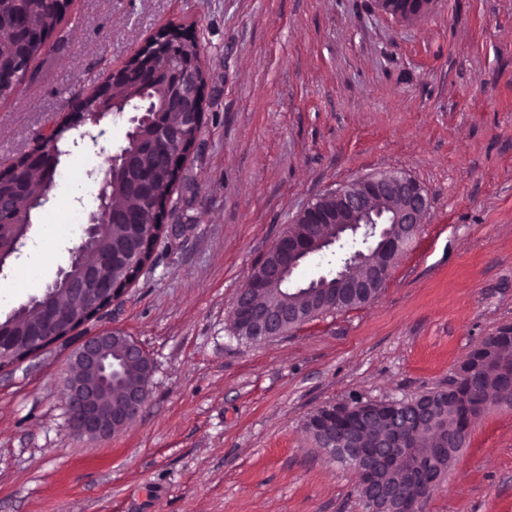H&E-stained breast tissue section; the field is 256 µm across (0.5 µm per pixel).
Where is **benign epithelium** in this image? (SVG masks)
<instances>
[{
  "label": "benign epithelium",
  "mask_w": 512,
  "mask_h": 512,
  "mask_svg": "<svg viewBox=\"0 0 512 512\" xmlns=\"http://www.w3.org/2000/svg\"><path fill=\"white\" fill-rule=\"evenodd\" d=\"M168 43V36L156 37V41L137 52L130 63L112 78L110 89L93 95L98 110L89 130L85 131L93 143H98L104 131L93 134L91 130L111 115L129 114V136L138 131L140 124H146L151 130L150 148L164 154L179 145L187 131L201 126L198 75L179 67L156 69L145 62L154 48ZM161 82L164 83L165 95L151 108L154 113L151 118L136 106L126 108L123 99L116 96L120 88L145 92ZM56 157L52 144L45 141L42 148L25 152L23 163H15L0 174V274L11 257L20 251L19 240L9 232L15 225L3 223L4 216L9 214L3 209V203L11 199L3 187L22 184L26 171L31 168L52 169ZM138 157L136 151L120 147L106 159L107 168L98 193L97 210L90 216L86 237L69 250L70 264H81L80 272L73 275L70 270L62 269L54 281L69 300L84 303L99 312L119 299L112 282V270L129 268L144 249L137 217L129 212L116 213L112 210L114 183H131L141 192H149L152 174L139 164ZM428 209L429 198L424 187L409 173L400 170L360 177L308 204L300 211L297 223L310 224L314 228L333 224L338 236L345 232L358 236L369 228L376 229L379 236L373 249L336 269L333 282L335 298L328 300L309 292L298 303L292 302L286 308H272L260 302L253 289L262 288L269 281H283L292 275L302 259L330 245L332 240L329 235L314 234L299 241L287 231L282 233L271 247L277 253L278 261L271 264L267 258H262L252 270L247 287L240 289L233 300V314L238 322L236 331L254 342H262L282 335L287 320L293 324H304L315 304L325 312H334L374 300L389 279L397 257L418 235ZM110 224H128L131 231L117 245L100 252L96 264L81 263V252L94 245L98 233ZM33 307L43 310V313L32 326V336H50L70 321L69 308L55 306L44 295L20 305L13 311V316L24 317ZM76 342L70 359V373L62 390L69 410L68 428L79 437L105 438L120 431L141 409L154 374L153 360L139 342L115 328L79 336ZM115 349L119 352V371L112 365ZM128 369L137 370V376L125 375ZM343 408L355 412L362 425L382 418L390 422L391 428L382 441L366 448L360 428L351 430L339 443L330 437L322 422L323 408L308 418L306 427L320 433L323 449L331 457L338 456L349 462L365 485L376 487L375 495L366 499L368 512H418L421 499L411 502L389 494L378 487V482L383 470L398 463V458L389 449L397 447L404 437L432 425L435 420L434 403L426 394L417 397L410 416L398 400H359L354 404L344 402L336 405L338 411Z\"/></svg>",
  "instance_id": "7a95c632"
}]
</instances>
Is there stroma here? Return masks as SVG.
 <instances>
[{
	"instance_id": "1",
	"label": "stroma",
	"mask_w": 512,
	"mask_h": 512,
	"mask_svg": "<svg viewBox=\"0 0 512 512\" xmlns=\"http://www.w3.org/2000/svg\"><path fill=\"white\" fill-rule=\"evenodd\" d=\"M176 28L195 40L208 94L201 133L151 263L83 328H117L154 362L138 416L104 439L67 428L76 343L0 370V512H364L358 476L305 422L353 398L446 388L512 327V0H433L414 19L378 0H69L20 92L0 99V171ZM59 171L79 168V220L41 234L49 191L0 273L8 313L26 268L66 264L98 205L110 117ZM399 168L429 211L373 301L254 344L232 302L313 199ZM421 512H512V406L482 413Z\"/></svg>"
}]
</instances>
